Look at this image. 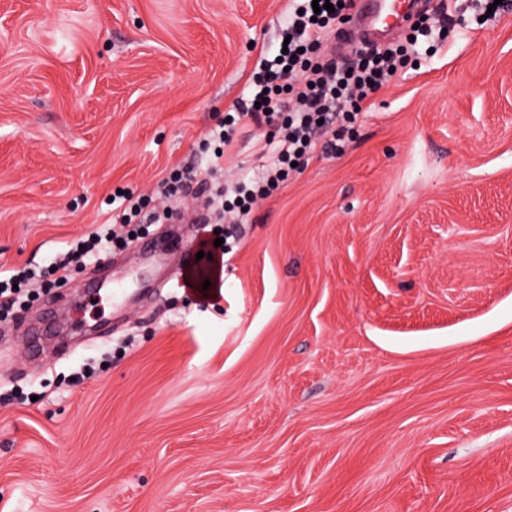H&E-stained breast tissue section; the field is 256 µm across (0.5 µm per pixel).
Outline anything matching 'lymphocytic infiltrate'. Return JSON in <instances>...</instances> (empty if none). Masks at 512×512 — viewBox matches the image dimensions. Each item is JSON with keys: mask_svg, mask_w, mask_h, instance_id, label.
I'll use <instances>...</instances> for the list:
<instances>
[{"mask_svg": "<svg viewBox=\"0 0 512 512\" xmlns=\"http://www.w3.org/2000/svg\"><path fill=\"white\" fill-rule=\"evenodd\" d=\"M313 0H290L288 25L290 41L285 51L262 65L253 82L257 91L252 99L240 103L233 114L201 140L202 148L219 143L223 150L234 144L233 131L243 120L270 130L277 149L264 176L237 183L226 200L216 191L210 204L219 216L241 222L254 204L269 197L292 173L293 163L302 162L316 147L337 152L338 142L349 131L364 101L382 88L414 52L419 37L427 35L426 20H418L405 43L391 51L364 50L350 65L322 54L325 36L336 25L351 19L352 0H329L330 9L314 12ZM190 172L177 170L161 184L157 202L127 191L121 194L118 223L101 224L68 244L57 253L48 269L5 268L0 266V315L36 298L37 291L64 285L73 265H85L112 252L129 247L134 239L148 234L150 225L176 221L171 205L173 193L192 182Z\"/></svg>", "mask_w": 512, "mask_h": 512, "instance_id": "obj_1", "label": "lymphocytic infiltrate"}]
</instances>
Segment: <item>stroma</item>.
<instances>
[{
	"label": "stroma",
	"mask_w": 512,
	"mask_h": 512,
	"mask_svg": "<svg viewBox=\"0 0 512 512\" xmlns=\"http://www.w3.org/2000/svg\"><path fill=\"white\" fill-rule=\"evenodd\" d=\"M504 2L420 0L449 38L225 225L203 305L170 241L263 172L253 127L215 177L198 143L278 54L287 0H0V265L46 266L117 190L197 173L177 223L0 321V394L31 396L0 402V512H512Z\"/></svg>",
	"instance_id": "35a3bbf8"
}]
</instances>
